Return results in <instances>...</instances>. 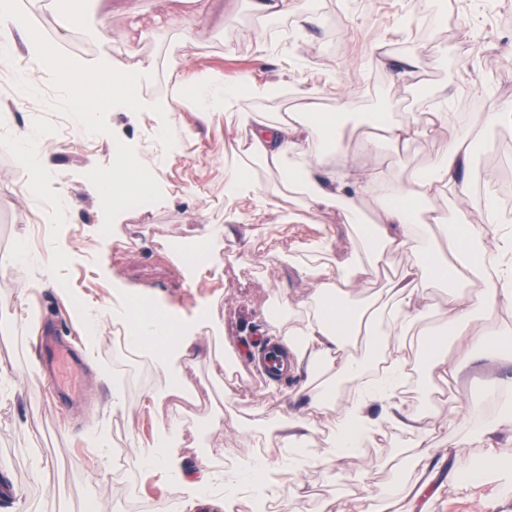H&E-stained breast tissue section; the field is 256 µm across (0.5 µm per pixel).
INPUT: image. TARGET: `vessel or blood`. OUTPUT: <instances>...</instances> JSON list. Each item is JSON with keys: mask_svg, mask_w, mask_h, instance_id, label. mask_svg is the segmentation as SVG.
<instances>
[{"mask_svg": "<svg viewBox=\"0 0 512 512\" xmlns=\"http://www.w3.org/2000/svg\"><path fill=\"white\" fill-rule=\"evenodd\" d=\"M36 346L53 396L65 400L83 397L87 391L86 365L66 337L52 332L38 337Z\"/></svg>", "mask_w": 512, "mask_h": 512, "instance_id": "b4317fda", "label": "vessel or blood"}]
</instances>
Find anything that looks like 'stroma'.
I'll return each instance as SVG.
<instances>
[{"label": "stroma", "instance_id": "stroma-1", "mask_svg": "<svg viewBox=\"0 0 512 512\" xmlns=\"http://www.w3.org/2000/svg\"><path fill=\"white\" fill-rule=\"evenodd\" d=\"M122 0H17L31 23L61 52L82 64L112 58L133 68L145 63L150 76L138 93L147 101L172 97L176 120L175 145L163 150L156 132L157 117L123 108L108 112L109 134H80L78 142L49 141L48 136L71 128L72 121L54 111L57 98L50 74L36 59L29 43L21 41L10 60H0V114L11 120L0 125V322L12 336L0 335V367L12 376L25 373L40 356L34 343L48 320L63 322L76 338L81 357L92 373L108 369L110 382H97L95 404L72 412L45 399L48 386L35 378L27 389L0 384V486L12 495H0V512H86L94 503L100 512H184L183 500L168 480L145 469L128 453L136 446L154 447L160 411L150 393L158 381L153 363L138 354L130 359L148 377L137 389H128L125 374L113 361V346L126 332L122 323L105 321L99 338L88 339L72 302L85 298L112 308L140 295L158 304L177 321L204 319L195 361L183 373V385L195 391L203 404L183 411L184 442L181 467L203 470L211 477L205 501L192 512H256L242 491H227L224 476L238 462L256 457L287 460L288 451L275 437L274 427L297 414L317 421L302 400L289 398L301 390L306 372L263 379L250 373L239 355L243 344L256 341L269 327L272 312L297 308L308 294L301 255L311 245L326 246L327 264H347L356 236L340 212L321 216L300 207L288 193L268 203L261 197L230 199L224 191V164L233 162L249 172L256 183L268 176L260 160L246 150V134L235 113L216 110L201 115L194 104L196 83L204 78L217 83L250 81L273 89L266 98L243 96L244 109L269 118L295 111L303 94H313L320 109L332 112L337 102L352 98L356 119L340 130L344 141H357L356 120L382 109L401 120L431 111L439 101L456 110L463 95L500 108L501 124L474 138L467 178L471 189L461 203L442 200L450 209L461 206L467 217L482 214L493 176L512 170V0H447L446 13H436L432 0H295L298 12H315L319 26L295 29L291 18L259 19L249 0H222L228 18H199L194 0H135L136 14L121 9ZM82 10L87 20L81 36L58 38L56 19L63 6ZM108 14L114 31L125 29L132 18L152 23L169 15L174 25L157 35L128 41L102 37L95 14ZM426 25V36L414 33ZM420 55L416 89L406 92L393 69L409 52ZM27 67L32 97L27 109L13 108L12 69ZM28 131L48 142L49 166L39 189H20L18 137ZM131 145L138 159L148 164L163 199L121 213L109 236H102L100 201L88 192L87 174L112 164L117 142ZM448 146L445 137L415 141L407 148H382L377 156L352 152L343 163L362 170L372 162L394 168L399 176L431 169ZM73 205L56 208L59 196ZM427 201V208H434ZM299 211L293 224L283 223L289 211ZM224 227L223 241L206 263H196L185 274L176 243L203 236L206 225ZM43 258L62 252L54 280H44L38 267L17 273L10 263L16 247ZM36 282L30 299H22L24 280ZM233 365L216 372V360ZM414 383L398 401L416 413L449 417L447 428L429 437L440 454L451 443L468 439L475 422L490 408L512 398L501 391L479 410L468 409L471 395L483 391L499 368L481 360L467 366L457 382L443 386L430 378L423 357L412 354ZM136 404L134 421L114 414L108 403L113 392ZM457 395L464 409L449 415L446 400ZM240 419V429L220 428V421ZM419 435L384 424L378 443L354 459L336 463L321 460L309 465L303 484L288 473H277L282 490L277 512H347L367 505L368 488L375 484L403 489L386 512H512V499H503L502 477L488 473L483 483L467 489L449 486L447 470L437 460L419 455ZM54 474L45 483L34 475L35 462Z\"/></svg>", "mask_w": 512, "mask_h": 512}]
</instances>
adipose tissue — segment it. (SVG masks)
<instances>
[{
    "mask_svg": "<svg viewBox=\"0 0 512 512\" xmlns=\"http://www.w3.org/2000/svg\"><path fill=\"white\" fill-rule=\"evenodd\" d=\"M269 87L241 83L220 89L198 87L195 101L199 112L217 105L238 109L243 94L265 96ZM350 102L336 111H319L307 99L301 111L275 120L240 111L239 123L249 135V152L262 160L275 178L268 196L279 188L298 191L308 209L322 213L340 209L346 223L362 227V247L349 264L340 267L307 268L310 293L302 302L303 316L282 331L276 346L288 358L289 370H306L311 378L309 406L321 416V426L330 431L326 453L334 460L349 454L359 433L376 439L380 422L408 429L420 427L418 416L406 413L397 402L398 387L408 366L406 335L422 324L424 356L430 374L444 383L457 381L461 366L474 362L478 354L497 355L512 347V324L495 320L502 309H512V225L500 217L494 202H487L485 218L472 223L460 212L441 208L421 213L422 202L444 193L461 196L468 186L464 175L472 130L495 125L500 113H484L473 128L451 122L447 113L423 112L402 121L390 113H370L368 122L378 137L360 141L364 153H377L381 145L405 146L441 132L448 149L429 171L400 178L392 168L372 166L351 174L331 165L329 156H344L347 145L337 129L346 121ZM374 211L375 223L365 221ZM411 249L412 258L391 280L383 293L353 304L361 294L366 270L386 265L390 255ZM434 284L439 299L451 315L450 321L425 324L427 313L422 288ZM110 318L126 323L129 345L149 358L163 376L152 398L162 403L177 395L184 365L196 357L199 338L195 327L168 322L155 315H131L129 307L96 308L83 322L91 335ZM488 320L485 331L473 327L477 319ZM454 355H447L446 343ZM381 403L382 419L371 413L372 403ZM181 425L175 416L158 423L157 445L161 455L137 451L150 471L163 475L181 469Z\"/></svg>",
    "mask_w": 512,
    "mask_h": 512,
    "instance_id": "adipose-tissue-1",
    "label": "adipose tissue"
}]
</instances>
